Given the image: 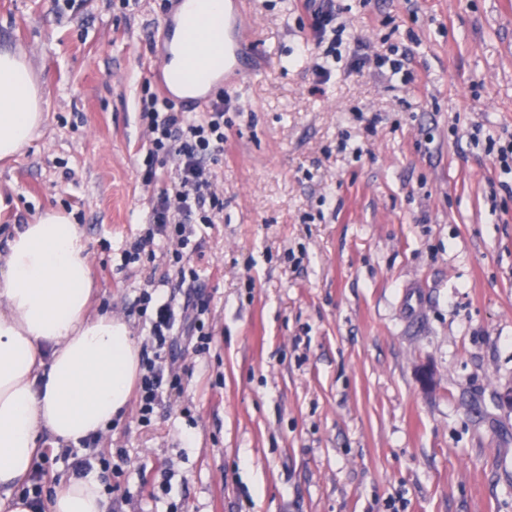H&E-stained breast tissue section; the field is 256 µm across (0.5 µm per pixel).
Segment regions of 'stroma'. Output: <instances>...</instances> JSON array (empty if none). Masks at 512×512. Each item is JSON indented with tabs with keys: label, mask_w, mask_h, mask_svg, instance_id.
<instances>
[{
	"label": "stroma",
	"mask_w": 512,
	"mask_h": 512,
	"mask_svg": "<svg viewBox=\"0 0 512 512\" xmlns=\"http://www.w3.org/2000/svg\"><path fill=\"white\" fill-rule=\"evenodd\" d=\"M331 80L303 0H254L262 70L228 92L216 165L224 221L186 250L210 349L178 336L182 392L130 405L94 448L120 462L107 512H512V0H336ZM156 0H0L45 123L0 160V255L15 227L71 214L93 308L137 341V299L173 269L123 265L148 227L138 101ZM408 55L406 73L376 59ZM165 472L169 491L140 484Z\"/></svg>",
	"instance_id": "1"
}]
</instances>
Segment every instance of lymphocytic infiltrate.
I'll use <instances>...</instances> for the list:
<instances>
[{
	"mask_svg": "<svg viewBox=\"0 0 512 512\" xmlns=\"http://www.w3.org/2000/svg\"><path fill=\"white\" fill-rule=\"evenodd\" d=\"M306 7L311 16L313 40L323 48L324 60L316 64L314 73L318 83L324 84L332 77L326 60L337 57L340 44L332 36L336 29V4L335 0H307ZM229 109L228 99L220 95L209 102L202 118L196 120L157 95H149L142 101L140 119L150 135L147 161L170 156L178 160L174 177L160 186L149 216L150 236L161 237L174 245L171 257L178 268L177 276L163 278L164 287L184 286L187 271L183 267V250L195 225L219 223L224 211V199L216 190L218 174L213 163L224 152V114ZM138 304L141 310L153 312L138 386L139 420L147 424L164 393L183 388L180 374L165 366L177 331L183 328L195 334L198 351L209 348L210 336L202 320L209 309V299L199 293L191 307L179 309L172 299L145 290L140 293Z\"/></svg>",
	"mask_w": 512,
	"mask_h": 512,
	"instance_id": "lymphocytic-infiltrate-1",
	"label": "lymphocytic infiltrate"
}]
</instances>
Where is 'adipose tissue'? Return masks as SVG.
I'll use <instances>...</instances> for the list:
<instances>
[{"mask_svg":"<svg viewBox=\"0 0 512 512\" xmlns=\"http://www.w3.org/2000/svg\"><path fill=\"white\" fill-rule=\"evenodd\" d=\"M199 32L176 33L169 77L176 95L206 92L182 70ZM45 120L22 56L0 52V159L28 145ZM87 242L70 216L48 210L15 229L0 259V512H33L28 483L41 436L56 446L104 433L126 411L140 347L112 313L91 314ZM45 512H106L96 475L61 479Z\"/></svg>","mask_w":512,"mask_h":512,"instance_id":"obj_1","label":"adipose tissue"}]
</instances>
